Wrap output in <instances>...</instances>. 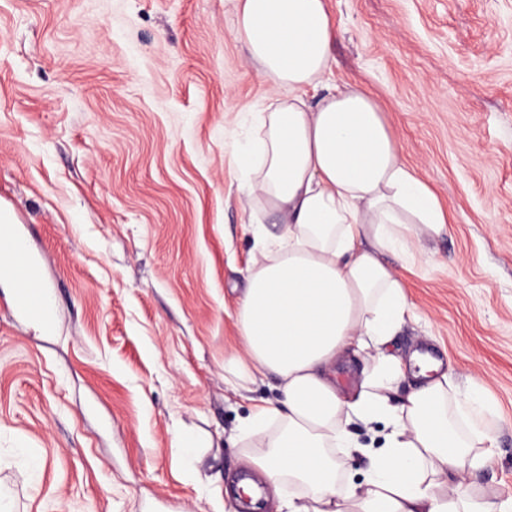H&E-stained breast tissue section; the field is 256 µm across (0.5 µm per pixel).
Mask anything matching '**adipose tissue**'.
Returning a JSON list of instances; mask_svg holds the SVG:
<instances>
[{"mask_svg": "<svg viewBox=\"0 0 512 512\" xmlns=\"http://www.w3.org/2000/svg\"><path fill=\"white\" fill-rule=\"evenodd\" d=\"M236 36L274 95L247 112L238 189L257 224V253L239 303L243 350L224 363L234 392L275 376L278 395L253 408L237 438L250 471L287 512H512L477 498L462 477L488 458L491 414L438 362L388 344L409 302L386 252L446 224L435 193L403 161L381 108L333 80L325 0H233ZM363 353L354 392L333 378ZM418 385L396 392L407 376ZM383 423L381 451L347 484L358 448L351 421Z\"/></svg>", "mask_w": 512, "mask_h": 512, "instance_id": "1", "label": "adipose tissue"}]
</instances>
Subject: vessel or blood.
Segmentation results:
<instances>
[{"mask_svg":"<svg viewBox=\"0 0 512 512\" xmlns=\"http://www.w3.org/2000/svg\"><path fill=\"white\" fill-rule=\"evenodd\" d=\"M0 273L8 275L17 287L14 302L17 311L25 313L45 307L44 293L31 288L38 276V265L27 247L10 234L0 238Z\"/></svg>","mask_w":512,"mask_h":512,"instance_id":"obj_1","label":"vessel or blood"}]
</instances>
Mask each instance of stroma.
<instances>
[{"instance_id":"35a3bbf8","label":"stroma","mask_w":512,"mask_h":512,"mask_svg":"<svg viewBox=\"0 0 512 512\" xmlns=\"http://www.w3.org/2000/svg\"><path fill=\"white\" fill-rule=\"evenodd\" d=\"M338 84L384 109L448 213L387 255L427 350L495 423L464 482L512 498V0H326ZM231 0H0V204L53 320L0 274V496L13 512H235L237 430L274 398L224 382L254 257L231 128L258 82Z\"/></svg>"}]
</instances>
